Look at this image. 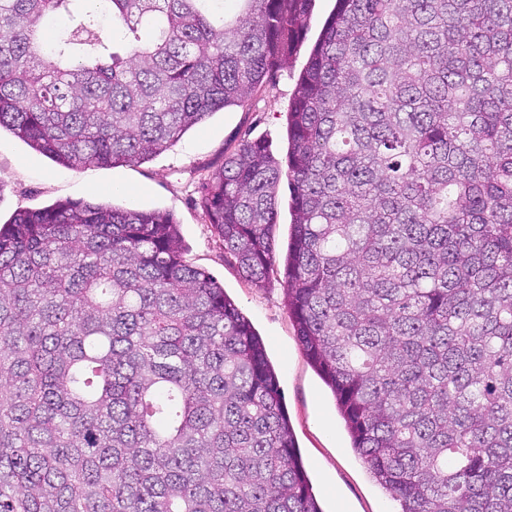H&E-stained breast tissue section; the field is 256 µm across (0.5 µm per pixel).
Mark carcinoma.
I'll return each instance as SVG.
<instances>
[{
  "instance_id": "obj_1",
  "label": "carcinoma",
  "mask_w": 512,
  "mask_h": 512,
  "mask_svg": "<svg viewBox=\"0 0 512 512\" xmlns=\"http://www.w3.org/2000/svg\"><path fill=\"white\" fill-rule=\"evenodd\" d=\"M0 0V129L139 163L289 66L313 0ZM70 25L45 37L46 19ZM287 173L246 140L202 183L272 271L306 357L401 512H512V0H337ZM172 214L87 200L0 225V512H322L253 327Z\"/></svg>"
}]
</instances>
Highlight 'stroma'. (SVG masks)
<instances>
[{
    "instance_id": "35a3bbf8",
    "label": "stroma",
    "mask_w": 512,
    "mask_h": 512,
    "mask_svg": "<svg viewBox=\"0 0 512 512\" xmlns=\"http://www.w3.org/2000/svg\"><path fill=\"white\" fill-rule=\"evenodd\" d=\"M335 0H315L306 40L291 67L269 75L244 106L214 113L169 150L141 163L81 169L55 163L8 130L0 131V222L21 210L88 199L173 214L184 257L220 282L262 337L276 371L303 464L324 512H400L351 446L335 398L304 356L284 295L288 186H279L276 275L263 288L243 279L202 207L201 180L246 139H266L278 160L288 149V111L296 84Z\"/></svg>"
}]
</instances>
